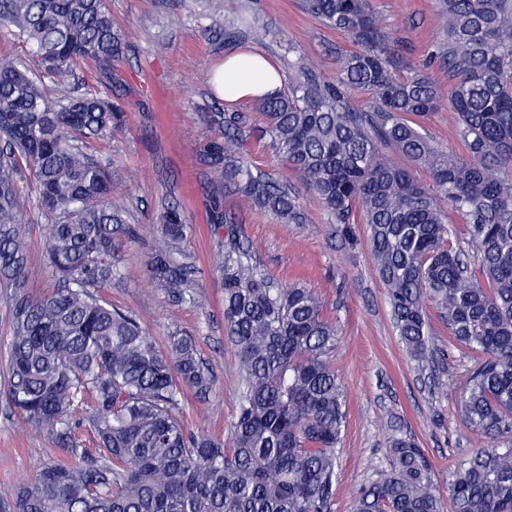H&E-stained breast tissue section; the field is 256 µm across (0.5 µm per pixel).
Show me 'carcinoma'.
Returning a JSON list of instances; mask_svg holds the SVG:
<instances>
[{"label": "carcinoma", "instance_id": "1", "mask_svg": "<svg viewBox=\"0 0 512 512\" xmlns=\"http://www.w3.org/2000/svg\"><path fill=\"white\" fill-rule=\"evenodd\" d=\"M305 2L361 51L331 83L304 67L288 87L255 98L260 133L333 223L368 225L409 358L420 365L431 355V308L472 354L456 413L480 445L457 462L448 498L452 512H512V0H438L437 57L452 80L464 161L415 128L437 107V88L421 70L397 73L403 60L372 0ZM0 29L34 56H0V288L10 314L0 395L27 422L63 435L90 402L95 437L74 461L0 487V512H332L346 392L329 362L339 336L320 295L275 281L241 225L216 215L224 244L213 274L224 284L239 395L231 446L190 432L179 414L184 390L212 387L191 337L172 331L163 351L136 314L98 296L121 277L135 234L123 188L79 141L119 130L124 108L71 84L87 62L112 79L128 44L106 0H0ZM48 81L59 96H49ZM351 89L370 96L373 112L350 105ZM209 132L214 189L229 183L281 223L302 222L288 186L253 173L241 152L251 112L226 113ZM385 145L428 167L432 182L394 164ZM443 201L468 224V248L454 243ZM33 206L50 215L42 268L29 262L22 224ZM191 232L179 207H166L145 260L156 287L177 301L196 296L195 266L180 251ZM46 275L57 286L33 293ZM386 456L358 489L354 512H442L415 441L392 436Z\"/></svg>", "mask_w": 512, "mask_h": 512}]
</instances>
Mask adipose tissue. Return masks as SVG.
<instances>
[{
	"mask_svg": "<svg viewBox=\"0 0 512 512\" xmlns=\"http://www.w3.org/2000/svg\"><path fill=\"white\" fill-rule=\"evenodd\" d=\"M222 79L225 100L238 101L262 95L282 85L275 66L253 52H236L224 59L216 71Z\"/></svg>",
	"mask_w": 512,
	"mask_h": 512,
	"instance_id": "adipose-tissue-1",
	"label": "adipose tissue"
}]
</instances>
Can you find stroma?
Segmentation results:
<instances>
[{
    "label": "stroma",
    "mask_w": 512,
    "mask_h": 512,
    "mask_svg": "<svg viewBox=\"0 0 512 512\" xmlns=\"http://www.w3.org/2000/svg\"><path fill=\"white\" fill-rule=\"evenodd\" d=\"M407 65L425 70L441 102L419 131L436 147L467 158L447 101L448 71L434 53L442 36L433 24L435 0H373ZM130 49L114 66L119 85L100 80L96 65H80L81 79L128 103L119 132L89 141L88 154L106 165L127 190L128 221L137 231L125 250L122 278L100 289L102 300L137 314L156 343L178 330L193 336L212 375L206 397L185 392L181 415L193 432L228 439L237 405L236 357L224 333V287L212 269L220 243L212 217L240 224L258 265L277 281L316 289L335 319L339 341L330 360L347 391L346 424L336 449L333 512H353L358 488L387 464L392 435L412 436L433 466L440 495H447L456 462L476 438L455 416L457 395L470 360L453 346L447 326L432 318L433 364L410 361L393 328L386 290L376 271L366 225L331 223L299 176L278 161L259 134L247 140L253 171L288 185L304 212L300 224H281L234 189L213 193L205 128L221 113L250 110L248 100L227 103L213 74L230 52L255 50L278 63L284 81L301 64L331 80L338 60L357 51L349 36L307 14L301 0H224V15L257 14L270 30L261 41L246 30L226 38L224 25L204 18V0H107ZM177 203L193 231L181 245L200 272L198 296L175 302L151 282L145 255L160 212ZM87 408L73 415L69 436L25 422L0 398V485L34 476L47 463H65L73 447L91 445Z\"/></svg>",
    "instance_id": "obj_1"
}]
</instances>
